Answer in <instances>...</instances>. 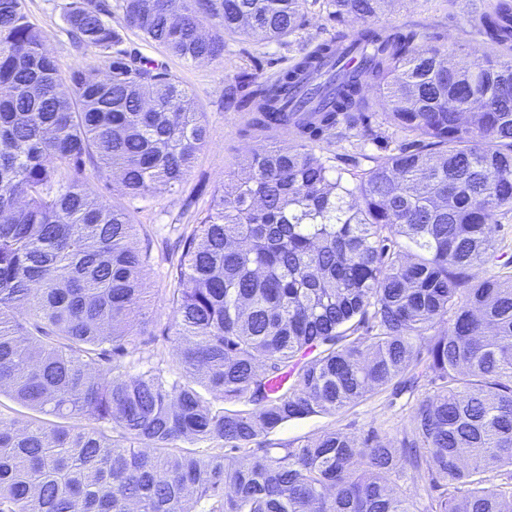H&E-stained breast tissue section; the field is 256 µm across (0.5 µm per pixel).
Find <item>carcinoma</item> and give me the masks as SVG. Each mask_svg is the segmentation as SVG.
Instances as JSON below:
<instances>
[{
	"label": "carcinoma",
	"instance_id": "1",
	"mask_svg": "<svg viewBox=\"0 0 512 512\" xmlns=\"http://www.w3.org/2000/svg\"><path fill=\"white\" fill-rule=\"evenodd\" d=\"M391 2L327 0L360 27L226 89L246 131L294 145L248 157L177 237L169 375L123 365L153 341L134 330L152 245L132 247L134 215L92 182L115 175L141 198L175 187L207 143L204 115L175 75L121 47L110 5L62 8L100 77L61 71L24 0H0V390L57 419H0V512H512V263L472 275L498 260L488 224L512 215V0L472 17L490 47L453 75V49L372 25ZM308 6L117 3L125 29L187 61L223 57L241 32L293 37ZM350 37L366 66L324 70ZM370 90L403 139L352 181L333 177L316 144L373 133ZM423 351L438 384L403 447L338 431L251 447L395 379L415 387ZM406 467L424 479L419 502L394 487Z\"/></svg>",
	"mask_w": 512,
	"mask_h": 512
}]
</instances>
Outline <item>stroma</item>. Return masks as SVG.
Wrapping results in <instances>:
<instances>
[{
  "label": "stroma",
  "mask_w": 512,
  "mask_h": 512,
  "mask_svg": "<svg viewBox=\"0 0 512 512\" xmlns=\"http://www.w3.org/2000/svg\"><path fill=\"white\" fill-rule=\"evenodd\" d=\"M66 0H25L31 20L44 32L47 47L61 69L92 63L96 52L73 44L63 28L61 7ZM113 5L116 0H106ZM487 0H397L387 12L379 14L376 25L382 27H416L425 32L433 46H449L455 50V63L469 65L481 58L488 49L483 37L472 33L469 21ZM112 25L121 30L124 46L137 49L144 56L155 59L175 74L190 93L198 111L204 112L208 130L205 147L179 186L159 188L148 198H124L123 203L135 218L137 232L135 245L145 238L153 240L154 260L143 273L145 294L144 311L150 321L154 343L138 353L142 366L174 365L173 349L166 335L174 322L175 310L169 301L168 273L179 256L170 245L187 225L195 223L205 211L213 196L228 185L240 164L251 154L277 143L287 144L286 136L271 140L244 135V112L224 106V89L239 74L250 73L266 78L286 67L298 48H311L330 39L338 26L328 15L324 0H316L308 8L303 28L291 43L265 42L252 36L228 38L221 59L186 62L149 45L137 35L124 30L122 13L112 12ZM372 128L375 138H354L348 141L321 145L319 152L330 158L332 166L342 175L356 172L357 161L363 155L384 156L392 153L397 137L393 128L383 125L382 105H375ZM430 375L420 377L417 386L409 391L395 390L394 386L368 395L355 405L334 413H323L284 423L274 431L262 435V444L279 448L298 446L339 431L350 437L373 433L392 447H401L412 434V426L420 401L432 392Z\"/></svg>",
  "instance_id": "obj_1"
}]
</instances>
